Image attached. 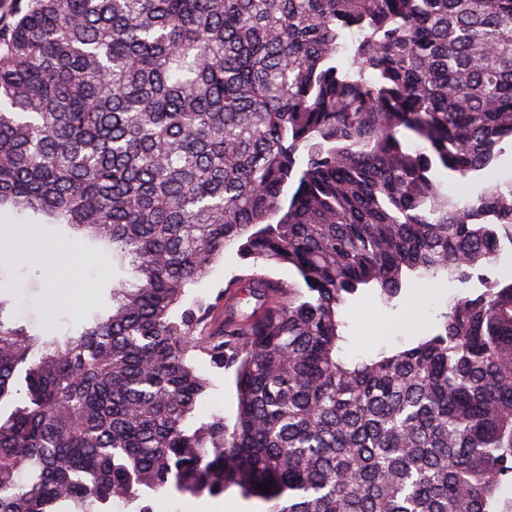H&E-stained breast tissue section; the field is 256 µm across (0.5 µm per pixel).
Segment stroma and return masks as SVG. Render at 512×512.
<instances>
[{
    "label": "stroma",
    "mask_w": 512,
    "mask_h": 512,
    "mask_svg": "<svg viewBox=\"0 0 512 512\" xmlns=\"http://www.w3.org/2000/svg\"><path fill=\"white\" fill-rule=\"evenodd\" d=\"M22 233L31 243L25 257L14 251L0 250V288L11 289L16 315L44 334L64 335L96 312L102 311L101 286L110 273V255L95 249L77 237L58 236L30 219L4 214L0 216V240ZM474 284L456 281L435 285L419 293L413 304L385 306L374 291L357 295L343 310L347 324L344 355L360 359L380 349L399 348L415 336L436 331L440 315L449 302L474 293ZM88 293L85 303H74V296ZM199 372L209 379L210 388L198 407V418L209 421L211 415L233 418L237 398L229 374L215 370L198 360ZM238 488H230L218 497H184L174 492L154 496V512H227L226 506Z\"/></svg>",
    "instance_id": "35a3bbf8"
}]
</instances>
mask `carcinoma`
<instances>
[{"mask_svg":"<svg viewBox=\"0 0 512 512\" xmlns=\"http://www.w3.org/2000/svg\"><path fill=\"white\" fill-rule=\"evenodd\" d=\"M506 145L512 0H0V211L112 247L108 311L61 338L0 291V512L231 487L268 512H512V281L359 360L342 319L493 263L512 177L463 203L437 170ZM232 244L220 306L196 288ZM199 359L233 370V423L194 421Z\"/></svg>","mask_w":512,"mask_h":512,"instance_id":"cac0c4a2","label":"carcinoma"}]
</instances>
